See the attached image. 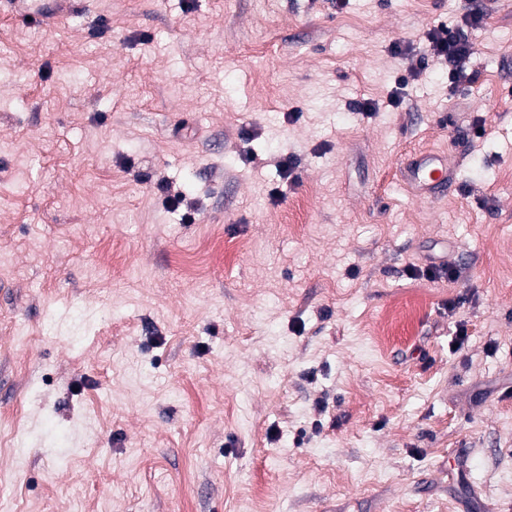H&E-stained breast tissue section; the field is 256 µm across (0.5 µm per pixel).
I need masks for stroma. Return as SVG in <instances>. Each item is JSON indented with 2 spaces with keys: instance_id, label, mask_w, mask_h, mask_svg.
<instances>
[{
  "instance_id": "35a3bbf8",
  "label": "stroma",
  "mask_w": 512,
  "mask_h": 512,
  "mask_svg": "<svg viewBox=\"0 0 512 512\" xmlns=\"http://www.w3.org/2000/svg\"><path fill=\"white\" fill-rule=\"evenodd\" d=\"M476 3L0 17V512H512V0L424 56ZM429 46L427 52L433 57L454 66L453 73L457 82L471 81L473 78L466 75L460 64L475 53L474 44L469 40L462 28H449L440 25L428 33ZM459 66V69L457 67ZM405 177L409 186L422 198L424 193L432 191L439 184H447V168L443 167L440 156L422 151L408 164Z\"/></svg>"
}]
</instances>
